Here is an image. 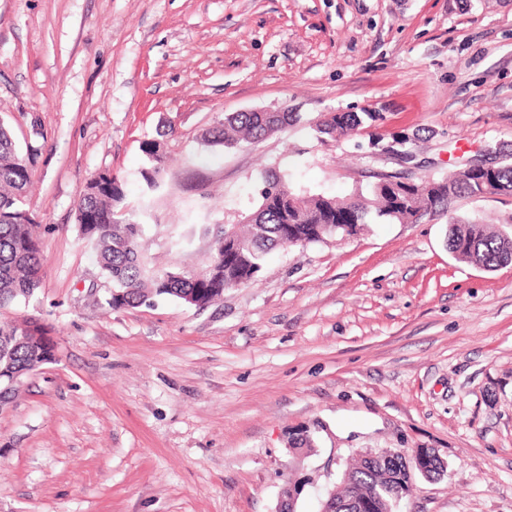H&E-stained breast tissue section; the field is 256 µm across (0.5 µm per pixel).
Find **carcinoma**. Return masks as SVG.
I'll return each mask as SVG.
<instances>
[{
	"mask_svg": "<svg viewBox=\"0 0 512 512\" xmlns=\"http://www.w3.org/2000/svg\"><path fill=\"white\" fill-rule=\"evenodd\" d=\"M299 120L294 112H235L202 136L209 146L251 145ZM377 112H329L317 133L340 140L359 130L376 128ZM150 167L141 171L145 189L159 186L167 165L157 139L141 146ZM500 161L490 169L467 166L438 179L403 181L394 175L379 178L369 188L346 196H303L274 173L265 180L258 209L243 221L220 228L207 263L201 270L159 269L141 249L144 225L127 204L122 184L107 171L91 176L76 204V220L84 243L95 253L104 275L112 282L106 298L110 308L135 307L157 298L173 297L202 308L220 300L224 289L252 282L267 255L280 248L321 242L334 234L355 235L371 220L413 224L419 211L446 215L459 198H488L512 194V144L496 145ZM37 149L17 150L10 131L0 124V308L31 297L44 278L39 236L32 214L24 208L32 182ZM448 247L459 259L491 270L512 262V237L496 230L480 215L448 220ZM23 327L0 325V369L30 372L54 350L51 338L31 348L18 341ZM407 455L373 463L346 461L331 494L334 512H398L399 504L383 490L392 483L402 496L410 493L413 474Z\"/></svg>",
	"mask_w": 512,
	"mask_h": 512,
	"instance_id": "cac0c4a2",
	"label": "carcinoma"
}]
</instances>
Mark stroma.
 Segmentation results:
<instances>
[{
    "label": "stroma",
    "mask_w": 512,
    "mask_h": 512,
    "mask_svg": "<svg viewBox=\"0 0 512 512\" xmlns=\"http://www.w3.org/2000/svg\"><path fill=\"white\" fill-rule=\"evenodd\" d=\"M300 119L224 149L201 135L258 109ZM376 134L321 141L329 112ZM0 120L37 147L27 207L44 280L0 310L56 360L0 412V512H318L349 454L431 448L402 512H512V263L447 245L448 218L375 223L273 252L204 308H109L76 223L107 171L156 267H202L204 227L255 210L268 173L344 196L385 175L444 176L512 143V0H0ZM407 136L411 162L384 152ZM169 163L144 191V140ZM512 235V196L462 198ZM310 427L316 446L291 448ZM379 120L381 117L377 112H329L316 125V131L320 137L337 141L359 130L374 129Z\"/></svg>",
    "instance_id": "35a3bbf8"
}]
</instances>
